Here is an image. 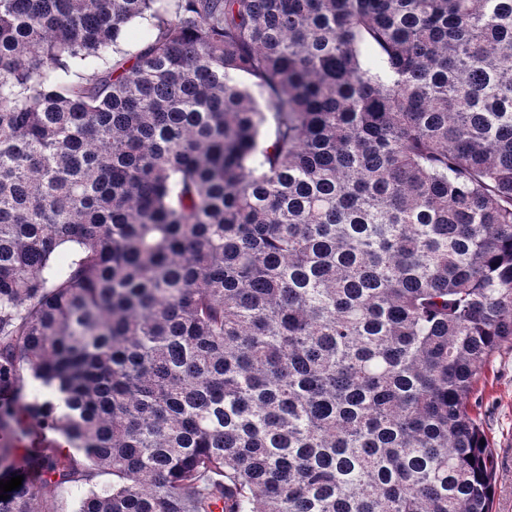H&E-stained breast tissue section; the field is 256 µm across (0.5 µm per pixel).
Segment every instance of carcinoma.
<instances>
[{"mask_svg": "<svg viewBox=\"0 0 512 512\" xmlns=\"http://www.w3.org/2000/svg\"><path fill=\"white\" fill-rule=\"evenodd\" d=\"M509 342L512 0H0V512H492ZM491 446L492 512H512V348L503 347L484 367L470 399ZM85 488L76 485H65L58 489L51 488L48 496L54 497L55 507L59 512H73Z\"/></svg>", "mask_w": 512, "mask_h": 512, "instance_id": "cac0c4a2", "label": "carcinoma"}]
</instances>
